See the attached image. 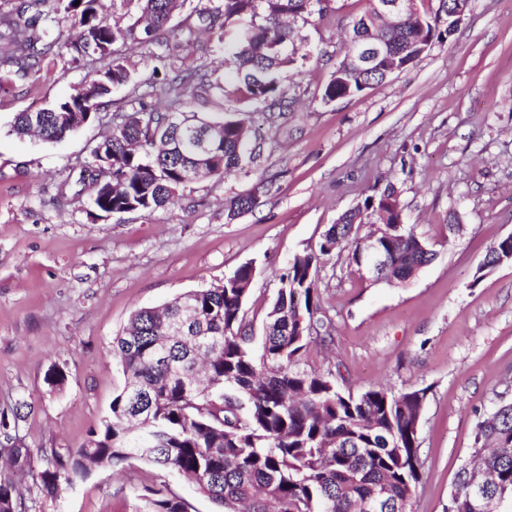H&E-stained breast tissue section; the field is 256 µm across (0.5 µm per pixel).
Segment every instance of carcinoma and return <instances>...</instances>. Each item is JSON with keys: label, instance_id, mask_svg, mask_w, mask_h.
I'll use <instances>...</instances> for the list:
<instances>
[{"label": "carcinoma", "instance_id": "carcinoma-1", "mask_svg": "<svg viewBox=\"0 0 512 512\" xmlns=\"http://www.w3.org/2000/svg\"><path fill=\"white\" fill-rule=\"evenodd\" d=\"M446 0L448 27L439 15L417 7L384 20L381 0H368L353 24L344 54L325 86L322 100L344 98L385 82L414 66L442 34L460 23L458 2ZM102 0H67L79 36L53 35L57 9L31 17L26 8L0 16V88L16 75L34 71L49 55L73 62H101L68 97L15 117L18 137L37 135L55 142L95 118L112 87L134 83L121 47L128 41L153 46V71L163 69L159 96L166 107L146 105L127 113L94 145L92 163L82 174L95 185L93 203L106 214L144 216L173 203L189 177L218 179L244 167L247 131L234 119L204 118L182 111L193 90L224 93L207 65L179 62L176 29L169 26L183 0H112L120 16L107 17ZM187 25H200L225 49L233 67L235 92L253 105L279 100V74L298 67L297 44L311 18L323 11L314 0H198ZM371 38L386 53L356 75L346 61L354 44ZM221 128L209 157L200 161L190 148L169 155L154 138L176 131ZM257 204L250 194L232 198L228 218ZM377 223L378 242L389 260L372 274L376 282L402 283L434 256L415 226L404 221L392 186L343 213L323 235L318 250L297 255L279 276L269 303L264 334L253 346V322L245 305L255 276L251 263L239 266L217 286L175 298L162 310L135 311L129 326L113 340L112 356L125 382L111 405L103 429L90 434L77 451L42 449L47 467L38 474L44 492L55 493L87 473V465L118 469L131 459L188 476L218 512H368L379 493L394 512H410L420 477L418 430L425 390L394 393L369 387L358 395L342 391L331 370L299 367L311 342L327 341L332 327L318 291L320 257L341 244L351 260L366 266L360 251L361 225ZM512 251V239L493 244L479 271L495 267ZM15 473L27 471L26 448L1 447ZM489 476L486 494L512 512V401L499 400L478 416L470 458L459 469L448 497V512H475L473 479ZM145 512H188L186 500L162 488L142 495ZM0 512H25L12 481L0 482Z\"/></svg>", "mask_w": 512, "mask_h": 512}]
</instances>
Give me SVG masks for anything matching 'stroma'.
Masks as SVG:
<instances>
[{
    "mask_svg": "<svg viewBox=\"0 0 512 512\" xmlns=\"http://www.w3.org/2000/svg\"><path fill=\"white\" fill-rule=\"evenodd\" d=\"M367 7L333 0L307 26L303 67L281 77L285 105L194 97L200 115L250 128L251 158L224 178L188 183L148 216L97 214L79 181L113 114L130 111L131 88L114 89L98 120L56 143L18 139L11 124L69 94L83 65L51 55L0 91V410L17 411L12 441L30 450L33 470L44 466L40 449H78L101 427L124 385L112 342L136 310L222 283L250 262L246 310L261 327L288 262L391 184L435 256L401 284L374 282L349 248L324 257L318 285L333 341L311 345L302 366L332 370L355 393L425 390L411 510L445 512L475 412L502 394L512 401V264L477 273L512 233V0H470L454 34L412 68L323 102L341 40ZM252 191L257 206L228 218L227 202ZM452 221L459 232H449ZM54 369L65 374L56 387L46 381ZM160 486L188 512H216L179 473L137 460L95 469L55 497L32 480L16 484L36 512H141L144 489Z\"/></svg>",
    "mask_w": 512,
    "mask_h": 512,
    "instance_id": "35a3bbf8",
    "label": "stroma"
}]
</instances>
